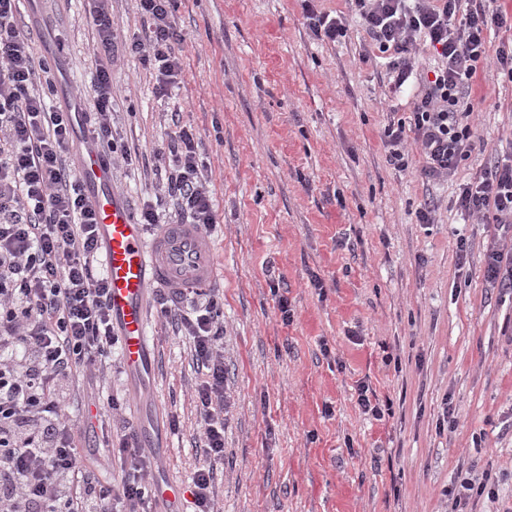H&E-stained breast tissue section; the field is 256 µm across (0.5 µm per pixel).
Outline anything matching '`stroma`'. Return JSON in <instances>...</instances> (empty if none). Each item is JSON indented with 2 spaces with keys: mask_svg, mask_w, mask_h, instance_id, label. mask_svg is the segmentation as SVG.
<instances>
[{
  "mask_svg": "<svg viewBox=\"0 0 512 512\" xmlns=\"http://www.w3.org/2000/svg\"><path fill=\"white\" fill-rule=\"evenodd\" d=\"M175 5L184 73L170 97L155 96L137 56H114L112 134L135 160L114 163L112 181L133 211L149 202L159 223L179 221L156 187L153 152L179 126L205 146L224 294L220 512H451L446 491L473 463L499 478L477 512H512V290L484 278L497 226L463 221L455 182L429 184L387 162L379 131L408 111V90L363 60L359 23L341 43L314 40L300 0ZM90 8L41 0L34 11L21 0L16 14L36 50L38 14L53 18L70 86L85 96L96 79ZM472 97L489 146L463 180L512 157V84L490 67ZM429 200L435 221L419 223ZM147 330L142 370L117 351L103 373L72 369L63 420L105 488L121 478L108 450L124 424L155 436L156 479L187 488L206 460L190 343L153 308ZM362 384L370 399L393 401L394 415H363ZM447 400L456 426L441 431Z\"/></svg>",
  "mask_w": 512,
  "mask_h": 512,
  "instance_id": "obj_1",
  "label": "stroma"
}]
</instances>
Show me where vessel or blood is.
Segmentation results:
<instances>
[{
  "mask_svg": "<svg viewBox=\"0 0 512 512\" xmlns=\"http://www.w3.org/2000/svg\"><path fill=\"white\" fill-rule=\"evenodd\" d=\"M59 100L71 115L75 173L97 217L112 321L120 328L124 362L136 369L144 365L149 349L148 289L160 284L187 293L212 287L217 262L208 235L198 225L161 224L147 232L112 186V162L91 137L84 101L68 90L61 91Z\"/></svg>",
  "mask_w": 512,
  "mask_h": 512,
  "instance_id": "1",
  "label": "vessel or blood"
}]
</instances>
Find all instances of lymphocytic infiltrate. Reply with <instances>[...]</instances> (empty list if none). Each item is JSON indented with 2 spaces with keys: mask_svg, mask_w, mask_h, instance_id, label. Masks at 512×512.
Listing matches in <instances>:
<instances>
[{
  "mask_svg": "<svg viewBox=\"0 0 512 512\" xmlns=\"http://www.w3.org/2000/svg\"><path fill=\"white\" fill-rule=\"evenodd\" d=\"M18 0H0V512H146L154 461L123 434L112 456L121 479L98 488L78 465L62 421L72 367L96 365L119 338L112 329L108 288L96 268L94 210L67 164L64 110L50 108L40 87L49 64L37 58L15 22ZM143 27L125 52L152 70L155 93L168 97L183 77L184 37L175 0H135ZM313 39L336 43L350 31L344 14L302 0ZM366 40L383 54L394 88L413 77L418 42L438 62L410 112L390 116L380 139L398 171L418 161L427 182L455 178L485 140L472 116L470 88L487 64L512 83V46H492L493 33L512 31V12L495 0H350ZM97 41L94 95L88 119L97 145L112 140V0H93ZM163 188L190 223L214 229L217 215L206 189L208 167L200 139L179 127L153 152ZM461 213L493 217L512 233V160L459 181ZM160 312L188 338L203 378L196 388L207 460L193 473L192 512H216L214 466L224 459V318L218 289L167 292Z\"/></svg>",
  "mask_w": 512,
  "mask_h": 512,
  "instance_id": "1",
  "label": "lymphocytic infiltrate"
}]
</instances>
